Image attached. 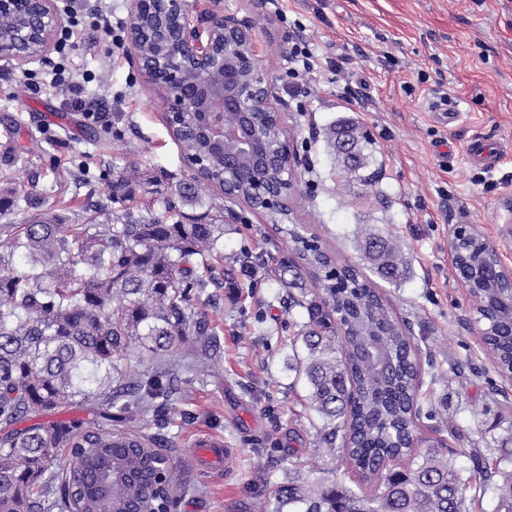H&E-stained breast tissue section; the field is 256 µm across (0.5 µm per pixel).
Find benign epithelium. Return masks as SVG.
<instances>
[{"instance_id": "benign-epithelium-1", "label": "benign epithelium", "mask_w": 512, "mask_h": 512, "mask_svg": "<svg viewBox=\"0 0 512 512\" xmlns=\"http://www.w3.org/2000/svg\"><path fill=\"white\" fill-rule=\"evenodd\" d=\"M161 2L178 19L176 36L185 56L198 66V76L189 80L165 62L147 61L136 44L131 45L130 60L136 66H147L148 80L163 92L170 130L194 129L221 152L223 163L217 179L224 182L228 201L240 202L238 187L245 186L250 193L247 206L258 214L288 206L295 173L303 160L288 136L276 138L256 120L262 112L284 115L287 103L277 96L272 80L260 66L259 42L252 27L245 19L222 11L204 20L195 17L186 0ZM29 6L36 7L41 50L25 54L1 40L0 58L27 62L49 50L52 35L62 22L53 0H0V12H18ZM217 31L224 36L219 45ZM274 138L285 158L278 188L265 176L267 149ZM500 239L501 245L493 247L497 261L484 276L489 284H506L511 289L512 264L507 262V254L512 252L511 221L501 229Z\"/></svg>"}]
</instances>
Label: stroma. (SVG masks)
I'll use <instances>...</instances> for the list:
<instances>
[{
	"mask_svg": "<svg viewBox=\"0 0 512 512\" xmlns=\"http://www.w3.org/2000/svg\"><path fill=\"white\" fill-rule=\"evenodd\" d=\"M132 0H95V10L63 18L73 42L53 41L45 59L0 58V194L34 187L39 208L76 217L104 201L113 167L155 176L133 206L173 195L189 179L166 121L160 92L129 61ZM194 15L219 9L249 20L260 63L287 102L290 143L303 158L292 206L336 264L369 272L364 232L392 238L405 260L400 280H376L421 349L426 424L439 452L470 474L472 456L495 464L512 448V383L492 364L468 323L473 301L452 268L448 246L460 216L496 241L512 207V153L495 169L468 164L476 137L512 142V0H187ZM109 15L104 27L101 15ZM306 41L319 68L293 77L288 54ZM66 82L51 87L55 68ZM104 99L105 121L71 105L69 83ZM441 96L462 100L453 126L429 109ZM353 121L369 140L372 185L337 186L333 126ZM224 224L209 311L218 348L198 361L189 346L170 355L183 379L163 445L184 485L178 512H266L289 471L334 480L337 447L322 442L306 408L307 389L292 369L291 341L307 317L293 305L309 279L284 284L279 259L289 236L245 206ZM202 434L233 453L223 471L194 457Z\"/></svg>",
	"mask_w": 512,
	"mask_h": 512,
	"instance_id": "35a3bbf8",
	"label": "stroma"
}]
</instances>
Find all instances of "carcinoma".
Segmentation results:
<instances>
[{
  "label": "carcinoma",
  "mask_w": 512,
  "mask_h": 512,
  "mask_svg": "<svg viewBox=\"0 0 512 512\" xmlns=\"http://www.w3.org/2000/svg\"><path fill=\"white\" fill-rule=\"evenodd\" d=\"M29 26L15 13L0 15V39ZM128 38L146 58L180 60L176 43L148 42L139 28ZM176 140L186 160L209 152L185 133ZM365 167L359 148L336 179ZM137 183L117 171L104 194L119 202ZM199 184L195 177L179 184L159 212L109 213L102 205L82 211L75 224L44 212L0 224V512H176V466L160 468L168 458L161 430L171 423L173 370L144 369L132 352L156 358L189 336L212 335L196 304L213 283V262L223 257L224 206ZM186 207L206 211L186 224ZM263 217L294 243L281 271L305 274L316 288L313 298L293 300L308 317L301 333L307 354L296 369L322 440L340 443L354 475L351 487L290 475L274 489L270 512H466L470 480L440 456L441 439L423 428L420 349L405 323L356 266L338 268L326 250L309 244L293 210ZM365 251L381 279L397 277L388 240L370 237ZM456 251L471 270L495 262L492 249L469 235ZM478 286L492 300L484 341L497 368L512 372V305ZM91 398L97 420L88 424L23 425ZM114 413L139 421L145 432L112 428ZM64 448L68 461L58 469ZM500 462L491 486L496 512H512V449Z\"/></svg>",
  "instance_id": "obj_1"
}]
</instances>
